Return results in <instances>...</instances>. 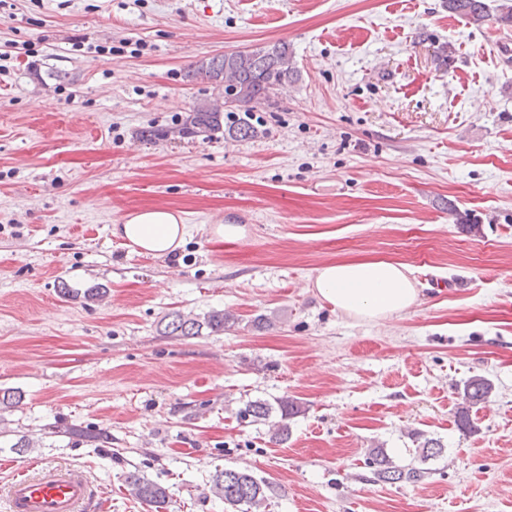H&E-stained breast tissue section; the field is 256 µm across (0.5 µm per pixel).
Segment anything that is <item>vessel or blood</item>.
I'll use <instances>...</instances> for the list:
<instances>
[{
	"label": "vessel or blood",
	"instance_id": "obj_1",
	"mask_svg": "<svg viewBox=\"0 0 512 512\" xmlns=\"http://www.w3.org/2000/svg\"><path fill=\"white\" fill-rule=\"evenodd\" d=\"M90 498L86 479L74 470L20 474L7 488L8 512H85Z\"/></svg>",
	"mask_w": 512,
	"mask_h": 512
}]
</instances>
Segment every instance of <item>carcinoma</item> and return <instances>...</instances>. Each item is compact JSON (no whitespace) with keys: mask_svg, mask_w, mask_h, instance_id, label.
I'll return each instance as SVG.
<instances>
[{"mask_svg":"<svg viewBox=\"0 0 512 512\" xmlns=\"http://www.w3.org/2000/svg\"><path fill=\"white\" fill-rule=\"evenodd\" d=\"M448 11L480 25L488 17L484 0H448ZM234 81L232 88L241 102V109L250 113L270 95L294 79L292 52L288 43H276L268 48L258 47L248 55L236 58L214 56L202 59L190 66L186 78L213 81L218 74ZM224 131V113L214 111L208 106H199L186 117L182 124L185 135L214 137ZM166 328L170 333L180 336H197L202 329L221 332L224 326L234 322V317L222 311H214L203 319L185 316L179 312L169 315ZM493 391L489 379L475 375L469 378L463 388V402L457 411L458 423L466 428L470 425V409L488 401ZM279 409L280 419H273L274 409ZM300 413L298 403L292 399H281L277 405L265 400L249 401L238 412L239 418L251 425L264 424L272 430L271 438L277 442L288 439L290 426L288 420ZM372 464L376 479L385 483L417 484L425 478V471L412 464L398 465L386 455L377 451L372 453ZM126 486L130 495L142 502L160 506L167 499L166 489L160 484L134 472L126 476ZM211 491L224 500V504L234 508L240 505L258 507L265 503L270 491L269 483L253 475L235 469H222L214 473L211 479Z\"/></svg>","mask_w":512,"mask_h":512,"instance_id":"cac0c4a2","label":"carcinoma"}]
</instances>
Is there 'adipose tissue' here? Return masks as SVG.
Segmentation results:
<instances>
[{
	"label": "adipose tissue",
	"mask_w": 512,
	"mask_h": 512,
	"mask_svg": "<svg viewBox=\"0 0 512 512\" xmlns=\"http://www.w3.org/2000/svg\"><path fill=\"white\" fill-rule=\"evenodd\" d=\"M114 233L139 253L163 257L184 243L188 227L179 215L152 208L115 225ZM306 286L339 312L359 321L377 322L402 315L419 300L412 269L383 259L328 263L317 269Z\"/></svg>",
	"instance_id": "ef3b65f1"
}]
</instances>
